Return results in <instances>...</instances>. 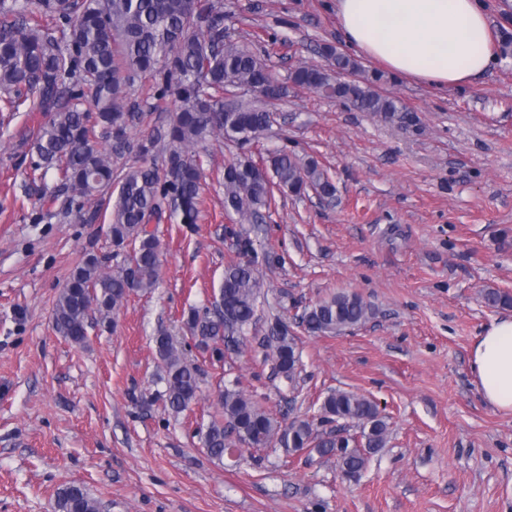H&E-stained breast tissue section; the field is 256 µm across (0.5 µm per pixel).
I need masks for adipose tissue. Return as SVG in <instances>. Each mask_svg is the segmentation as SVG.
<instances>
[{
	"instance_id": "1",
	"label": "adipose tissue",
	"mask_w": 512,
	"mask_h": 512,
	"mask_svg": "<svg viewBox=\"0 0 512 512\" xmlns=\"http://www.w3.org/2000/svg\"><path fill=\"white\" fill-rule=\"evenodd\" d=\"M346 46L386 71L436 89L482 76L495 60L478 0H336ZM470 367L483 398L512 413V318L477 336Z\"/></svg>"
}]
</instances>
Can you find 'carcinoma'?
<instances>
[{"label": "carcinoma", "instance_id": "carcinoma-1", "mask_svg": "<svg viewBox=\"0 0 512 512\" xmlns=\"http://www.w3.org/2000/svg\"><path fill=\"white\" fill-rule=\"evenodd\" d=\"M224 0H0V112H48L50 119L31 137L35 154L31 189L48 200L47 215L94 224L110 211L109 233L117 249H129L125 265L106 271L103 257L83 255L61 288L53 313L55 330L76 345L87 339L93 314L106 321L133 291L148 292L159 279V243L150 224L169 220L193 225L202 217V164L195 146L222 138L239 153L224 165V210L252 223L269 209L273 190L300 196L311 189L335 196V185L313 159L302 161L287 149L266 153L255 162L248 149L272 127V113L240 100L224 109V94L263 91L274 103L288 97V86L308 88L350 109L411 122L400 100L379 90L380 73L368 74L359 63L325 44L329 66L302 65L288 83L247 49L234 42L224 21ZM153 79V98L171 99L162 133L138 142L131 129L142 123L141 102L131 93L136 79ZM164 152L162 165L155 153ZM136 152L140 165L127 171L114 161ZM56 172L53 186L45 183ZM239 252L248 259L224 268L214 309L188 311L182 322L196 346L217 359L238 352L249 340L262 350L271 376L299 392L302 372L299 336L275 320L265 336L248 338L259 321L258 255L249 233L235 232ZM493 308L512 307V295L484 293ZM374 310L359 294L340 291L304 307L297 327L314 336H336L366 323ZM162 364L160 381L174 414L197 398L202 369L185 361L173 337H155ZM222 418L203 433L208 455L219 462L228 452L279 448L287 456L304 450L333 458L340 475L358 480L371 457L386 447L389 425L371 398L330 390L318 409V429L307 418H279L238 383L219 393ZM57 512H101L99 503L79 484L61 489Z\"/></svg>", "mask_w": 512, "mask_h": 512}]
</instances>
